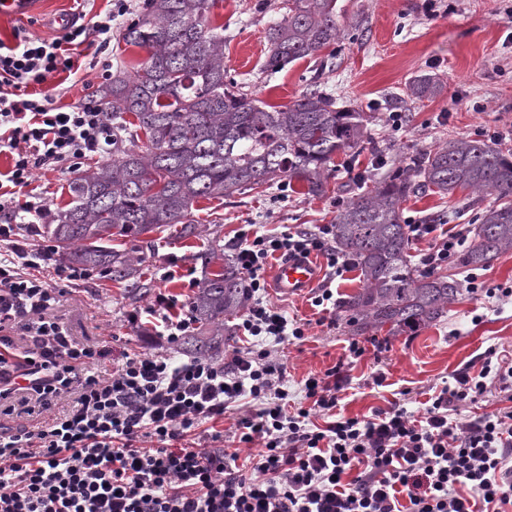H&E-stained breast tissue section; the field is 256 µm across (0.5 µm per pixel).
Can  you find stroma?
I'll use <instances>...</instances> for the list:
<instances>
[{
    "mask_svg": "<svg viewBox=\"0 0 512 512\" xmlns=\"http://www.w3.org/2000/svg\"><path fill=\"white\" fill-rule=\"evenodd\" d=\"M144 0H132L127 16L112 23L108 47L89 41L73 50L76 74L48 78L59 104L72 105L85 95H100L111 76L132 71L147 58L145 49L126 45V26L137 19ZM106 0H32L27 14H0V40L15 35L50 39L59 31L54 16L95 15L105 12ZM288 13V0H215L210 17L224 28V70L240 91L270 106L292 103L303 92L319 88L335 98L338 107L367 113V128L382 149L386 163L377 166L370 150L359 155L340 152L330 164L328 190L306 195L292 183L248 190L222 199L198 200L193 206V233L154 234L152 247L141 255L138 298L124 285L92 274L91 278L62 282L56 316L70 332L90 343L111 344L115 350L163 352L183 360L179 345L168 344L144 326L127 318L143 310L160 292L190 304L205 276L195 256L213 243L228 244L245 225L278 233L300 225L330 224L337 200H351L362 185L392 174L401 157L434 149L451 140H497L503 153H512V18L503 0H338L337 24L342 37L330 46L334 69L321 70L320 61L306 58L271 72L265 68L269 53L268 27ZM418 74H432L442 82L434 98L410 100L407 82ZM404 113L401 128H391L386 117ZM74 170L50 166L37 171L34 181L19 192V200L35 197L48 210L65 206ZM493 196L472 202L468 192L441 197L431 191L410 195L401 205L404 220L429 218L441 231L465 224L476 226L480 208ZM169 265L173 280H159L155 271ZM483 285L464 291L437 322L415 334L355 336L343 312L323 323L308 294L284 296L269 290L268 301L307 322L300 344L281 343L278 354L288 365V394L292 405H304V380L321 374L345 357L351 342L366 345V353L347 366L352 380L339 403L344 415L355 417L403 402L408 410L423 408L434 392L451 384L453 375L488 353L512 352V301L488 297L487 289L512 286V248L478 269ZM381 342L382 352L369 350ZM384 376L382 385L369 384L372 373Z\"/></svg>",
    "mask_w": 512,
    "mask_h": 512,
    "instance_id": "35a3bbf8",
    "label": "stroma"
}]
</instances>
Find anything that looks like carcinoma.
Wrapping results in <instances>:
<instances>
[{
	"label": "carcinoma",
	"mask_w": 512,
	"mask_h": 512,
	"mask_svg": "<svg viewBox=\"0 0 512 512\" xmlns=\"http://www.w3.org/2000/svg\"><path fill=\"white\" fill-rule=\"evenodd\" d=\"M336 2L288 0L287 16L266 32L265 68L280 70L336 44L342 36ZM210 9L209 0H146V12L127 26L123 40L150 55L102 89L112 112V161L78 174L69 184V203L45 225L61 263L99 271L126 284L133 296L142 288L136 244L149 247L146 235L177 225L190 232L198 200L278 180L323 194L333 155L365 142L364 113L337 109L335 99L318 89L268 110L224 81V27L211 25ZM440 91L439 78L429 74L407 86L408 96L418 100ZM420 189L495 196L475 227L477 243L457 255V265L479 269L512 248V157L480 140L448 141L410 155L336 216V246L363 278L362 288L339 303L358 335L383 328L390 336L414 332L441 318L463 292L456 280L422 275L411 265L401 204ZM116 241L122 248L114 247ZM249 297V281L224 261L191 301L197 320L213 326V333L184 339V350L199 359L218 358L228 342L221 325Z\"/></svg>",
	"instance_id": "obj_1"
}]
</instances>
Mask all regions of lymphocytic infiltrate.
<instances>
[{"label": "lymphocytic infiltrate", "mask_w": 512, "mask_h": 512, "mask_svg": "<svg viewBox=\"0 0 512 512\" xmlns=\"http://www.w3.org/2000/svg\"><path fill=\"white\" fill-rule=\"evenodd\" d=\"M128 0L46 40H0V512H507L512 507V409L463 421L461 407L492 390L512 402V358L484 359L456 373L420 411L402 404L371 415L337 413L348 379L341 366L304 384L305 406L289 410L287 366L274 347L305 339L301 320L265 299L272 259L322 255L329 278L352 261L334 246L329 224L312 230L240 231L234 259L249 276L254 300L240 326L250 343L228 362L177 364L157 352L123 354L109 376L93 372L110 346L72 336L55 316L60 291L38 269L49 253L14 237L17 219L36 224L45 205L18 202V189L48 165L77 167L90 154L112 153V115L95 96L56 103L45 82L74 68L64 46L96 34L109 45L112 22ZM42 85L40 96L30 84ZM427 242L424 272L447 267L469 241L465 229L439 234L413 224ZM148 320L174 343L192 332V313L158 293L130 324ZM253 407L234 436L258 444L238 452L188 443L232 404ZM326 419L314 423V416Z\"/></svg>", "instance_id": "1"}]
</instances>
